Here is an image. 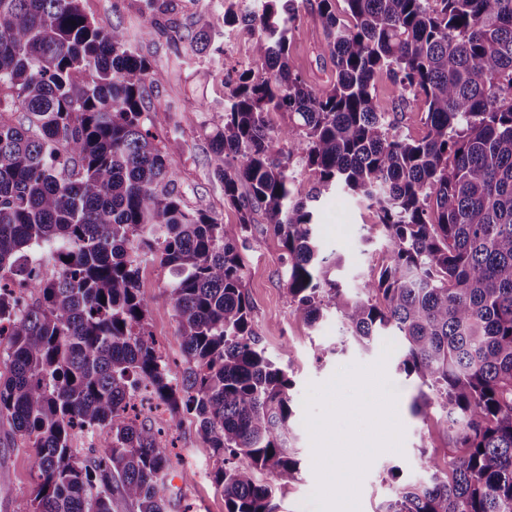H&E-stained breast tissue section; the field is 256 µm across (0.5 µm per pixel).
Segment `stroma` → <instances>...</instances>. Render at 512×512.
Instances as JSON below:
<instances>
[{
    "mask_svg": "<svg viewBox=\"0 0 512 512\" xmlns=\"http://www.w3.org/2000/svg\"><path fill=\"white\" fill-rule=\"evenodd\" d=\"M86 13L103 27L122 22L130 39H137L143 25L132 0H82ZM324 32L319 17L303 11L292 32L291 54L300 70L316 87H324L330 77L320 58ZM175 44L165 35L154 36L143 51L153 65L152 99L156 107L151 119L160 140L191 192V206L219 215L225 224L238 222L237 211L224 203V187L209 166L208 142L200 128L202 117L195 107L201 100L224 97V69L208 59H193L176 67ZM382 107L394 113L401 131L413 137L423 133L421 115L403 111L398 85L388 76L377 80ZM176 101L177 111H166L168 101ZM318 231L325 252L343 257L340 272L349 293L358 292L364 279L376 267L385 250L381 238H369L375 217L365 204L330 192L317 203ZM284 250L280 239L269 230L263 217H256L245 253L244 291L251 306L252 323L268 355L293 382L291 390L296 415L293 425L295 448L303 459L299 483L279 497L280 512H310L308 498L316 487L313 451L304 424L303 397L309 384L324 383L343 366H368L385 359V372L391 390L397 392V416L404 430L402 452H382L363 476L358 497L359 512H377L397 487L399 480H420L421 456L443 459L448 452L447 425L439 414L414 415L413 401L421 388L414 379L397 369V355L383 356L382 342L364 347L348 340L341 319L328 315L311 326L292 311L291 298L283 279ZM171 279L159 264H143L140 272L142 293L149 299V328L158 351L169 360L180 357L177 322L164 290ZM344 341L345 350L326 353V346ZM177 463L167 494L166 512H225L224 496L209 476L214 467L212 450L197 431L194 418L185 417L174 433ZM33 450L13 434L7 421H0V512H28L34 485L31 471Z\"/></svg>",
    "mask_w": 512,
    "mask_h": 512,
    "instance_id": "stroma-1",
    "label": "stroma"
}]
</instances>
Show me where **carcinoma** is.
Masks as SVG:
<instances>
[{"mask_svg":"<svg viewBox=\"0 0 512 512\" xmlns=\"http://www.w3.org/2000/svg\"><path fill=\"white\" fill-rule=\"evenodd\" d=\"M135 2L143 39L163 19L191 57L219 60L224 29L246 33L253 66L225 70L222 102L198 106L239 223L188 204L152 131V63L121 24L82 0H0V419L33 449L30 512H113L118 498L165 512L168 432L140 418L144 401L177 427L195 417L225 512H277L301 468L293 382L242 288L257 214L282 241L294 312H334L361 345L397 340L400 370L428 389L413 413L446 419L447 461L422 459L427 479L378 512H512V0H261L255 15L224 0L187 31L179 0ZM307 6L335 73L319 90L290 58ZM382 71L421 102V137L382 109ZM295 156L316 177L304 197ZM331 189L365 202L388 243L355 297L316 234ZM147 261L172 276L178 374L148 330ZM79 433L103 455L80 457Z\"/></svg>","mask_w":512,"mask_h":512,"instance_id":"cac0c4a2","label":"carcinoma"}]
</instances>
